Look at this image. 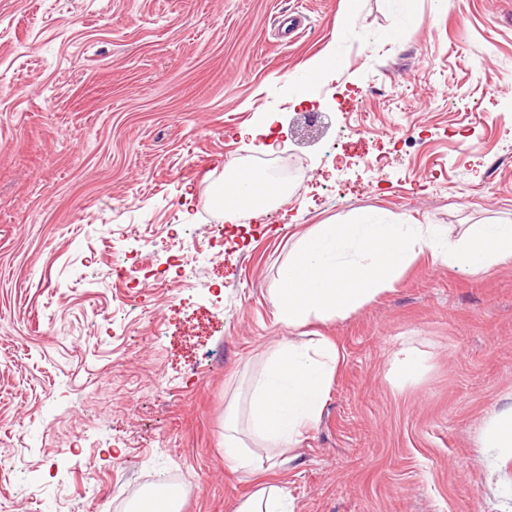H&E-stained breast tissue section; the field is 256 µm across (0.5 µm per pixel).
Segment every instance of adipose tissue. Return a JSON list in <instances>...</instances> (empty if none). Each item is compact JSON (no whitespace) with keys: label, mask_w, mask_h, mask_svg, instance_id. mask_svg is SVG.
I'll return each instance as SVG.
<instances>
[{"label":"adipose tissue","mask_w":512,"mask_h":512,"mask_svg":"<svg viewBox=\"0 0 512 512\" xmlns=\"http://www.w3.org/2000/svg\"><path fill=\"white\" fill-rule=\"evenodd\" d=\"M280 191L268 177L234 170L216 202L231 218ZM340 360L337 345L324 337L312 346L285 341L273 347L244 402H231L224 415L225 466L252 473L285 464L287 450L318 425ZM235 512H294V506L285 487L264 483L238 501Z\"/></svg>","instance_id":"1"}]
</instances>
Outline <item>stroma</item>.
<instances>
[{
    "label": "stroma",
    "instance_id": "stroma-1",
    "mask_svg": "<svg viewBox=\"0 0 512 512\" xmlns=\"http://www.w3.org/2000/svg\"><path fill=\"white\" fill-rule=\"evenodd\" d=\"M510 130L512 0H0V512H128L161 478L192 486L182 512L267 482L295 512H512V454L483 441L512 408V265L425 250L346 317L272 316L315 225L512 221ZM283 156L298 174L221 240L228 168ZM184 240L187 281L144 278ZM303 335L342 354L318 426L281 469H228L235 389ZM337 69V62L334 56L327 55L322 58L305 75L292 80L295 90L300 98H306L307 92L312 86L322 81L333 69Z\"/></svg>",
    "mask_w": 512,
    "mask_h": 512
}]
</instances>
